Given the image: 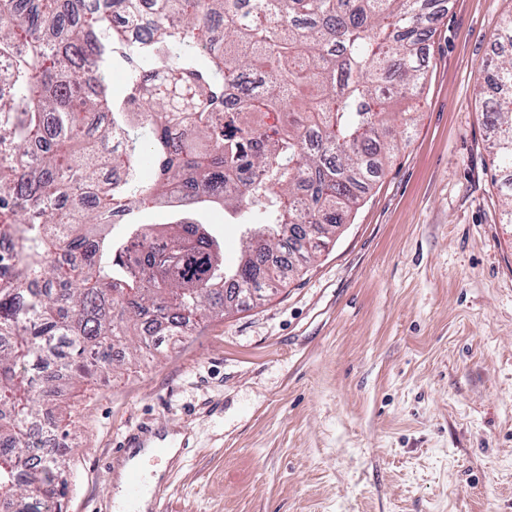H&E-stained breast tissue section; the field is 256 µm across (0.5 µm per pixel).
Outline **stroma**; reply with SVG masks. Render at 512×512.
I'll list each match as a JSON object with an SVG mask.
<instances>
[{
    "label": "stroma",
    "mask_w": 512,
    "mask_h": 512,
    "mask_svg": "<svg viewBox=\"0 0 512 512\" xmlns=\"http://www.w3.org/2000/svg\"><path fill=\"white\" fill-rule=\"evenodd\" d=\"M512 0H446L424 93L359 208L298 277L46 406L62 512H114L130 431L182 437L164 512H512V224L483 110ZM195 218L237 265L247 227Z\"/></svg>",
    "instance_id": "1"
}]
</instances>
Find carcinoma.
<instances>
[{
    "label": "carcinoma",
    "instance_id": "carcinoma-1",
    "mask_svg": "<svg viewBox=\"0 0 512 512\" xmlns=\"http://www.w3.org/2000/svg\"><path fill=\"white\" fill-rule=\"evenodd\" d=\"M435 4L0 0V512H61L60 376L141 351L149 319L189 335L225 287L282 285L296 234L309 258L336 237L409 129ZM498 44L486 122L511 174V17ZM172 197L262 217L235 269L196 221L132 222Z\"/></svg>",
    "mask_w": 512,
    "mask_h": 512
}]
</instances>
